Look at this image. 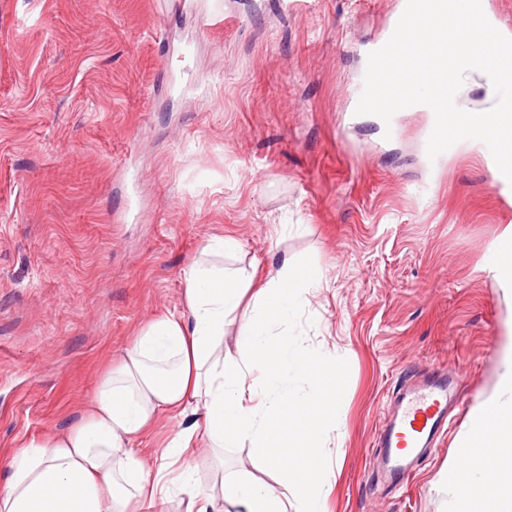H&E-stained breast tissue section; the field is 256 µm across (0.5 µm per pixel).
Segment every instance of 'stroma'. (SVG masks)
<instances>
[{
  "label": "stroma",
  "mask_w": 512,
  "mask_h": 512,
  "mask_svg": "<svg viewBox=\"0 0 512 512\" xmlns=\"http://www.w3.org/2000/svg\"><path fill=\"white\" fill-rule=\"evenodd\" d=\"M166 2L0 0V486L231 236L242 280L285 258L321 272L282 330L344 374L324 512H452L443 470L512 360V288L488 270L512 207L464 143L431 181L429 113L388 137L351 112L352 48L398 0ZM495 99L471 71L455 103ZM439 366L463 371V406L409 485L386 482L392 392Z\"/></svg>",
  "instance_id": "stroma-1"
}]
</instances>
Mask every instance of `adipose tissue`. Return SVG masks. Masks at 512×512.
Listing matches in <instances>:
<instances>
[{"instance_id": "obj_1", "label": "adipose tissue", "mask_w": 512, "mask_h": 512, "mask_svg": "<svg viewBox=\"0 0 512 512\" xmlns=\"http://www.w3.org/2000/svg\"><path fill=\"white\" fill-rule=\"evenodd\" d=\"M317 282L307 265L283 264L250 306L246 284L198 261L184 273L183 310L148 323L100 376L87 408L68 428L30 442L7 463L0 512H153L180 489L196 512L222 499L225 512H319L324 473L321 437L342 407L334 362L297 348L275 325ZM236 324L234 350L224 329ZM197 413L160 457L146 462L131 443L165 414ZM216 449L251 442L278 480L222 478L202 493L189 457L198 442ZM467 464L494 463L490 490L457 489V512H512V417L488 438L471 436Z\"/></svg>"}]
</instances>
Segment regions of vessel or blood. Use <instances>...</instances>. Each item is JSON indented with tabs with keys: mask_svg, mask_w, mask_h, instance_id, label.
Returning a JSON list of instances; mask_svg holds the SVG:
<instances>
[{
	"mask_svg": "<svg viewBox=\"0 0 512 512\" xmlns=\"http://www.w3.org/2000/svg\"><path fill=\"white\" fill-rule=\"evenodd\" d=\"M476 149L490 174L491 183L503 202L512 201V183L498 169L484 142ZM493 263L499 281L512 287V241L497 242ZM462 372L441 369L430 373L421 383L408 385L400 393L397 409L391 419L378 430L374 445L387 464L392 483L408 482L413 460L433 447L449 422V409L458 400L457 385Z\"/></svg>",
	"mask_w": 512,
	"mask_h": 512,
	"instance_id": "vessel-or-blood-1",
	"label": "vessel or blood"
}]
</instances>
